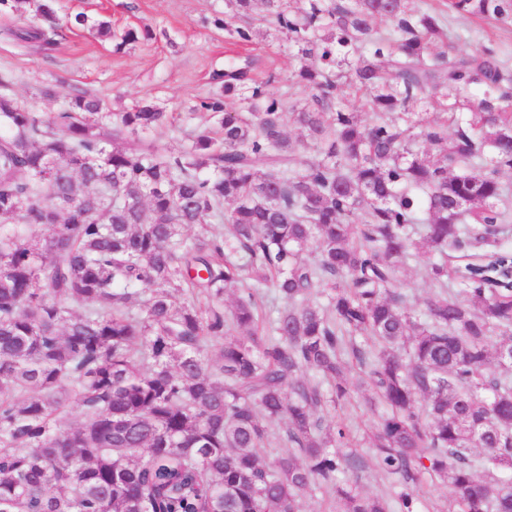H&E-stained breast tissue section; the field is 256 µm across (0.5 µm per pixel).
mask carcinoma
<instances>
[{"label":"carcinoma","mask_w":512,"mask_h":512,"mask_svg":"<svg viewBox=\"0 0 512 512\" xmlns=\"http://www.w3.org/2000/svg\"><path fill=\"white\" fill-rule=\"evenodd\" d=\"M256 1L297 47L305 96L246 84L249 62L215 71L195 108L216 127L174 150L146 134L180 112H105L75 88L46 118L0 74V512H296L313 489L340 512H422L427 476L448 512H512V250L497 241L512 225L498 207L512 74L493 46L449 57L445 17L420 0L226 7L243 18ZM444 6L512 23V0ZM1 13L44 50L88 25H35L48 0ZM419 253L432 291L415 308L397 280ZM268 298L282 303L271 321ZM348 360L384 406L367 459L325 425L351 398ZM72 407L82 421L63 430ZM370 464L401 490H360Z\"/></svg>","instance_id":"cac0c4a2"}]
</instances>
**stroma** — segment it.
<instances>
[{"instance_id": "35a3bbf8", "label": "stroma", "mask_w": 512, "mask_h": 512, "mask_svg": "<svg viewBox=\"0 0 512 512\" xmlns=\"http://www.w3.org/2000/svg\"><path fill=\"white\" fill-rule=\"evenodd\" d=\"M80 11L110 18L118 33L146 24L158 37L119 49L114 42L77 31L68 33L55 50L44 52L11 37L10 29L19 22L1 17L0 73L11 76L10 94L32 111L56 112L78 86L97 94L110 112L151 98L170 112L191 111L188 127H206L214 120L195 105L212 92L211 74L228 63L247 60L253 63L251 77L267 82L270 93H302L291 85L300 60L287 34L261 22L252 42H239L214 25L215 18L224 15V0H56L57 21ZM448 25L459 52H472L492 41L500 47L503 63L512 68V23L452 15ZM46 87L54 90V98L42 96ZM329 419L344 423L358 453L366 454V437L377 414L362 398L331 412Z\"/></svg>"}]
</instances>
